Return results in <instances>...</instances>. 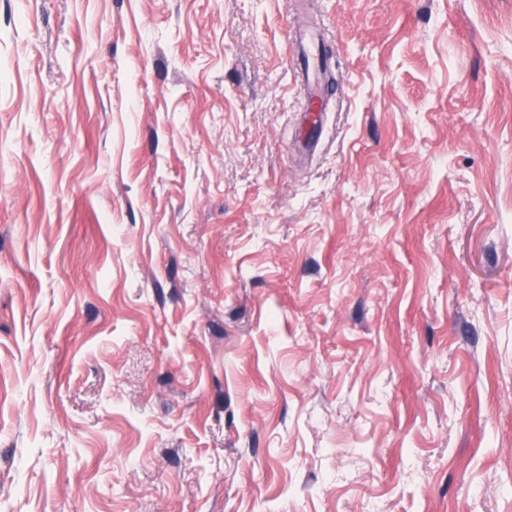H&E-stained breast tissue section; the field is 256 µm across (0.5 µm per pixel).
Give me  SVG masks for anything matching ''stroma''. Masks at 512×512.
Instances as JSON below:
<instances>
[{
    "mask_svg": "<svg viewBox=\"0 0 512 512\" xmlns=\"http://www.w3.org/2000/svg\"><path fill=\"white\" fill-rule=\"evenodd\" d=\"M0 512H512V0H0Z\"/></svg>",
    "mask_w": 512,
    "mask_h": 512,
    "instance_id": "1",
    "label": "stroma"
}]
</instances>
